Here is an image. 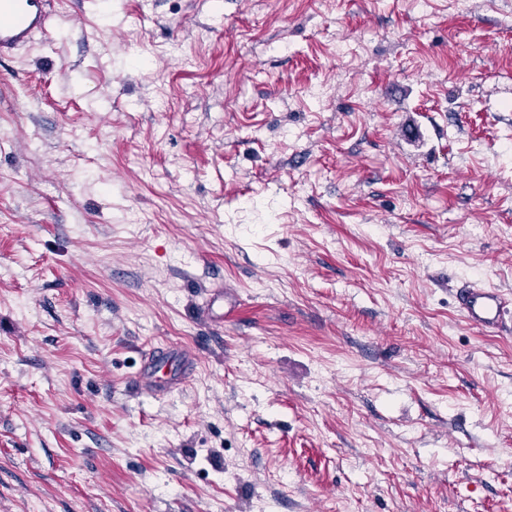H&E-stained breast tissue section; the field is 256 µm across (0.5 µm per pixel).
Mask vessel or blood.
I'll return each mask as SVG.
<instances>
[{
    "instance_id": "1",
    "label": "vessel or blood",
    "mask_w": 512,
    "mask_h": 512,
    "mask_svg": "<svg viewBox=\"0 0 512 512\" xmlns=\"http://www.w3.org/2000/svg\"><path fill=\"white\" fill-rule=\"evenodd\" d=\"M54 0H0V59L28 46L51 27ZM458 308L473 327L491 330L501 325L512 299L497 288L469 282L456 293Z\"/></svg>"
}]
</instances>
